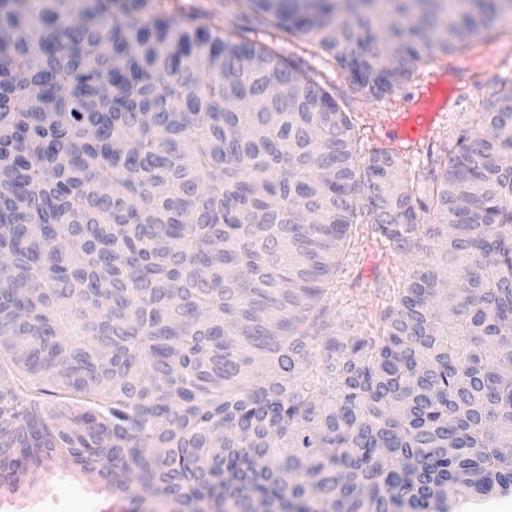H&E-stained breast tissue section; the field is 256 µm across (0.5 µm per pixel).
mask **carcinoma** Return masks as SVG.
I'll return each mask as SVG.
<instances>
[{
  "label": "carcinoma",
  "instance_id": "1",
  "mask_svg": "<svg viewBox=\"0 0 512 512\" xmlns=\"http://www.w3.org/2000/svg\"><path fill=\"white\" fill-rule=\"evenodd\" d=\"M38 2L0 0V484L60 454L150 512L511 494L512 82L424 199L284 45L382 98L512 0H244L264 41L176 0ZM361 214L437 260L351 336L326 321Z\"/></svg>",
  "mask_w": 512,
  "mask_h": 512
}]
</instances>
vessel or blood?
<instances>
[{
    "instance_id": "b4317fda",
    "label": "vessel or blood",
    "mask_w": 512,
    "mask_h": 512,
    "mask_svg": "<svg viewBox=\"0 0 512 512\" xmlns=\"http://www.w3.org/2000/svg\"><path fill=\"white\" fill-rule=\"evenodd\" d=\"M464 72L462 63L448 61L424 76L407 107L389 114L385 123V143L405 156L421 153L428 147L458 103L453 90L462 83Z\"/></svg>"
}]
</instances>
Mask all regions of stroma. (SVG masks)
Returning a JSON list of instances; mask_svg holds the SVG:
<instances>
[{"label":"stroma","mask_w":512,"mask_h":512,"mask_svg":"<svg viewBox=\"0 0 512 512\" xmlns=\"http://www.w3.org/2000/svg\"><path fill=\"white\" fill-rule=\"evenodd\" d=\"M477 53L485 56L486 65L463 81L460 109L449 116L448 125L431 154L405 160L408 172L418 176L422 190H429L432 185V157H443L444 145L454 143L459 129H478L481 114L493 99L500 80H512V22L497 25L490 35L481 37L474 46L461 49L459 55L467 58ZM322 74L335 87L337 101L351 114L358 155L368 158L374 147L368 127L370 120H382L386 112L404 103L414 92L415 81L406 82L393 95L366 102L341 69L326 68ZM388 250L387 243L375 236L370 224L353 226L334 282L336 291L327 320L330 328L344 327L349 334L359 335L362 330L359 313L364 303L370 301L383 308L393 306L398 290L404 288L413 269L425 259L421 253L390 255L388 266H380L373 255ZM23 482L21 491L0 496V512H127L130 505L123 498L108 499L103 484L81 473L65 457L58 456L42 466L30 468Z\"/></svg>","instance_id":"obj_1"}]
</instances>
